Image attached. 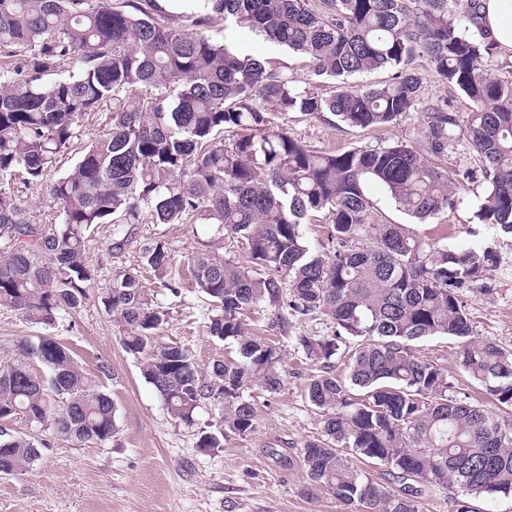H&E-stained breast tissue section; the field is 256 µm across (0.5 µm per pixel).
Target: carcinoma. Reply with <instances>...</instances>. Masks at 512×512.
<instances>
[{
  "instance_id": "obj_1",
  "label": "carcinoma",
  "mask_w": 512,
  "mask_h": 512,
  "mask_svg": "<svg viewBox=\"0 0 512 512\" xmlns=\"http://www.w3.org/2000/svg\"><path fill=\"white\" fill-rule=\"evenodd\" d=\"M186 25L173 27L151 0H0V307L44 328L81 307L96 281L88 242L99 224L184 223L203 213L216 232L249 251L243 267L198 254L189 267L211 304L208 331L236 344L238 359L201 371L189 351L160 341L167 312L136 270L112 279L103 303L124 331L125 351L171 416L191 426L205 401L221 406L218 426L197 448L224 445L255 429L248 392L275 394L284 349L245 335L242 316L262 304L276 319L322 312L334 336H298L322 363L307 395L323 438L296 456L308 493L332 496L342 512H417L422 487L465 496L512 495V352L473 336L462 290L493 271L490 244L466 249L425 239L405 224H374L368 189L424 221L456 203V184L482 181L478 216L512 235V80L479 22L480 0H180ZM216 18L239 37H263L308 63L298 80L266 57L206 34ZM467 97L466 119L441 99L427 106L424 145L403 141L326 152L268 127L266 114H331L349 127L394 124L421 103L416 58ZM388 79L351 90L348 79ZM342 86L330 95L322 80ZM105 113L102 134L63 176L56 159L81 136L85 116ZM237 131L229 144L224 131ZM463 145L480 166L443 169L435 159ZM44 188L57 221L33 222L26 191ZM322 214L336 243L324 258L304 224ZM143 265L167 273L171 254L154 241ZM438 336L460 340L459 369L494 406L449 394L448 371L415 352ZM344 372L332 359L345 344ZM42 370L35 371L30 359ZM100 446L116 434L112 398L53 336L25 341L0 364V469L21 472L40 456L16 415ZM386 466L389 489L359 467Z\"/></svg>"
}]
</instances>
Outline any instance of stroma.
<instances>
[{"instance_id": "35a3bbf8", "label": "stroma", "mask_w": 512, "mask_h": 512, "mask_svg": "<svg viewBox=\"0 0 512 512\" xmlns=\"http://www.w3.org/2000/svg\"><path fill=\"white\" fill-rule=\"evenodd\" d=\"M269 120L273 128L286 129L320 151L396 140L417 146L423 137L424 111L409 112L383 129L352 128L331 116L322 119L298 112L285 117L273 112ZM482 191L478 183L458 187L454 209L421 223L398 210L380 188L369 189L376 219L407 225L452 246L488 242L496 248L498 267L464 289L462 299L475 336L512 351V236L478 220L477 197ZM154 240L166 245L180 270L201 252L241 266L249 263L241 244L219 236L200 216L188 224H156L148 217L139 224H104L91 243L98 276L78 312L44 329L0 308V363L13 361L23 340L55 336L76 351L83 368L110 394L117 426L113 441L99 446L77 443L50 421L17 422V429L32 436L41 455L23 472L0 475V512H340L330 495H306L309 479L301 466H283L275 457L282 448L297 455L306 441L322 434V419L307 396L309 379L319 366L306 358L295 339L333 335L335 322L314 313L290 319L283 328L271 308L246 318L249 335L286 345L281 389L275 394L250 391L256 408L254 432L229 436L223 447L199 451L198 431L218 420V407L204 404L192 428L172 418L144 379L139 360L123 349V331L101 302L102 292L118 272L138 268L146 288L168 312L162 341L186 347L204 371L215 360L235 357L233 346L208 334L211 307L190 277L181 278L173 293L163 277L142 268L140 248ZM418 352L447 369L455 390L477 396L476 385L458 370L455 339L427 340Z\"/></svg>"}]
</instances>
